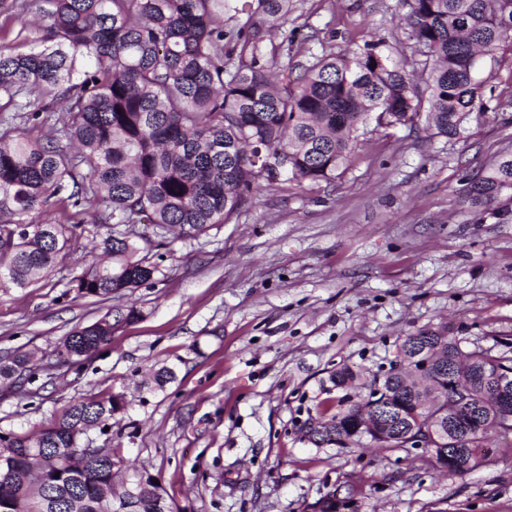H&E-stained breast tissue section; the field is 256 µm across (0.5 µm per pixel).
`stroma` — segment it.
Segmentation results:
<instances>
[{"label": "stroma", "mask_w": 512, "mask_h": 512, "mask_svg": "<svg viewBox=\"0 0 512 512\" xmlns=\"http://www.w3.org/2000/svg\"><path fill=\"white\" fill-rule=\"evenodd\" d=\"M402 0H294L285 24L265 32L263 53L297 66L309 54L384 40L421 79ZM485 107L455 140L424 120L368 123L335 180L262 189L230 223L197 239L166 233L150 246L156 267L133 295L101 301L71 282L66 264L48 280L0 290V355L33 354L36 370L0 395V430L34 432L70 400L123 394L110 432L120 476L148 470L177 512H308L349 480L360 512H512V436L494 463L449 477L409 448L315 447L308 416L358 400L333 387L348 364L388 370L403 336L450 326L463 347L512 353V221L478 217L469 175L512 148V52L483 58ZM136 305L110 343L79 365L56 350L79 325ZM167 366L165 389L149 384Z\"/></svg>", "instance_id": "obj_1"}]
</instances>
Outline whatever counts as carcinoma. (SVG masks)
Here are the masks:
<instances>
[{
    "mask_svg": "<svg viewBox=\"0 0 512 512\" xmlns=\"http://www.w3.org/2000/svg\"><path fill=\"white\" fill-rule=\"evenodd\" d=\"M408 38L426 74L417 86L405 67L367 43L351 54L325 51L295 77L276 58L262 57L263 29L288 20L293 0H27L41 24L25 51L0 26V288H26L66 260L82 264L75 289L104 300L152 280L156 266L136 231L171 227L197 238L226 224L262 185L330 181L346 169L360 129L372 119L396 128L425 115L432 135L457 139L468 116L483 108L475 78L478 58L512 51V0H404ZM245 14L239 27L224 16ZM64 100L61 115L50 104ZM51 125L54 134L35 136ZM92 200L106 203L100 223L124 225L97 245L106 260L79 251L77 216ZM466 200L479 214L512 220V150L467 182ZM130 306L75 327L58 358L72 365L112 338L114 326L134 320ZM424 344L440 346L444 363L472 371L468 402L457 409L456 434L426 449L437 468L444 449H456L448 475L478 468L470 449L484 448L498 395L489 376L512 372V356L474 347L426 327L404 338L396 359L407 363ZM33 373L27 353L0 359V384ZM337 387L373 395L378 376L343 365ZM421 423L448 422L455 392L435 377L421 385ZM360 401L331 416L308 417L302 431L314 445H357ZM124 409L120 394L81 397L36 435L0 432V512H174L163 487L142 470L136 494L114 480L110 448H87L91 430L112 427Z\"/></svg>",
    "mask_w": 512,
    "mask_h": 512,
    "instance_id": "obj_1",
    "label": "carcinoma"
}]
</instances>
